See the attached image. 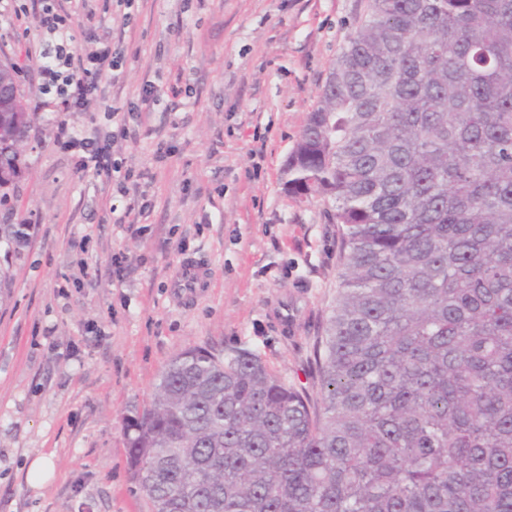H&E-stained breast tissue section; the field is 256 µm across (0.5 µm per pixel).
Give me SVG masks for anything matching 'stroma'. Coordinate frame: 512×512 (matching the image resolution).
I'll use <instances>...</instances> for the list:
<instances>
[{
    "instance_id": "obj_1",
    "label": "stroma",
    "mask_w": 512,
    "mask_h": 512,
    "mask_svg": "<svg viewBox=\"0 0 512 512\" xmlns=\"http://www.w3.org/2000/svg\"><path fill=\"white\" fill-rule=\"evenodd\" d=\"M364 0H90L122 66L82 112L44 105L39 17L0 18V63L22 67L32 116L0 185V512H150L126 461L129 415L164 366L203 346L259 352L317 395L309 374L341 265L331 205L289 195L282 170ZM156 103L129 115L144 89ZM125 124L112 157L76 171L67 136ZM127 223H120V216ZM202 259L210 288L172 280ZM53 456L49 481L29 464Z\"/></svg>"
}]
</instances>
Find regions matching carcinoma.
<instances>
[{
  "mask_svg": "<svg viewBox=\"0 0 512 512\" xmlns=\"http://www.w3.org/2000/svg\"><path fill=\"white\" fill-rule=\"evenodd\" d=\"M283 179L340 240L320 398L174 356L127 419L151 512H512V0H366Z\"/></svg>",
  "mask_w": 512,
  "mask_h": 512,
  "instance_id": "cac0c4a2",
  "label": "carcinoma"
}]
</instances>
